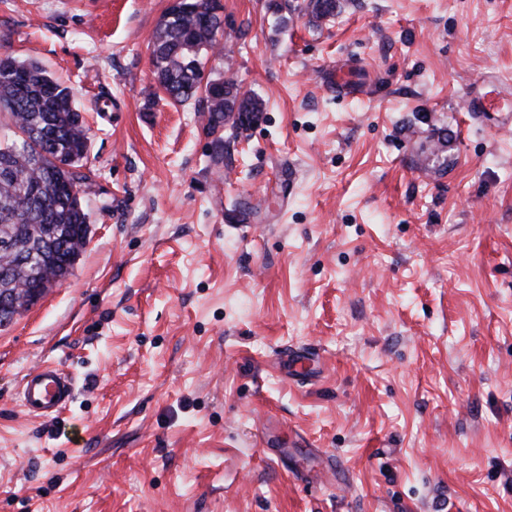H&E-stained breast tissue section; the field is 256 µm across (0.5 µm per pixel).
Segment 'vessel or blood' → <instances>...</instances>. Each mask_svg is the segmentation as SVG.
Segmentation results:
<instances>
[{
  "instance_id": "b4317fda",
  "label": "vessel or blood",
  "mask_w": 512,
  "mask_h": 512,
  "mask_svg": "<svg viewBox=\"0 0 512 512\" xmlns=\"http://www.w3.org/2000/svg\"><path fill=\"white\" fill-rule=\"evenodd\" d=\"M466 109L477 119L492 120L496 113L512 110V89L499 86L497 79L471 89ZM75 390L71 376L60 367L44 364L29 371L20 385L21 401L32 414L46 416L65 408Z\"/></svg>"
}]
</instances>
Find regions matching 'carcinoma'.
I'll use <instances>...</instances> for the list:
<instances>
[{
  "instance_id": "cac0c4a2",
  "label": "carcinoma",
  "mask_w": 512,
  "mask_h": 512,
  "mask_svg": "<svg viewBox=\"0 0 512 512\" xmlns=\"http://www.w3.org/2000/svg\"><path fill=\"white\" fill-rule=\"evenodd\" d=\"M221 0H183L169 9L152 42L158 87L173 101L187 102L204 91L208 130L214 134L233 112L259 114L262 104L224 78L203 80L202 52L223 30ZM9 133L0 138V235L37 242L53 232L73 245L85 236L89 214L83 186L94 187L86 167L89 128L69 88L35 60L0 53V114Z\"/></svg>"
}]
</instances>
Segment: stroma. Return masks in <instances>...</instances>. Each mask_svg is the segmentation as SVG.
Listing matches in <instances>:
<instances>
[{"instance_id":"stroma-1","label":"stroma","mask_w":512,"mask_h":512,"mask_svg":"<svg viewBox=\"0 0 512 512\" xmlns=\"http://www.w3.org/2000/svg\"><path fill=\"white\" fill-rule=\"evenodd\" d=\"M222 2L205 73L263 111L217 147L156 93L170 0H0L97 184L0 329V512H512V126L463 104L512 78V0ZM47 363L75 396L33 416ZM47 262L49 273L45 275L41 273L34 274L38 281L37 288H31L34 283L33 277L26 281L28 288L21 284H18L17 288H6L11 290L5 291L0 298L1 309L3 310L0 318V328L7 326L16 316L28 310L50 289L63 283L69 269L68 263L59 264L55 260H48ZM75 390L71 376L60 367L44 364L22 379L20 395L23 407L32 414L46 416L65 408Z\"/></svg>"}]
</instances>
